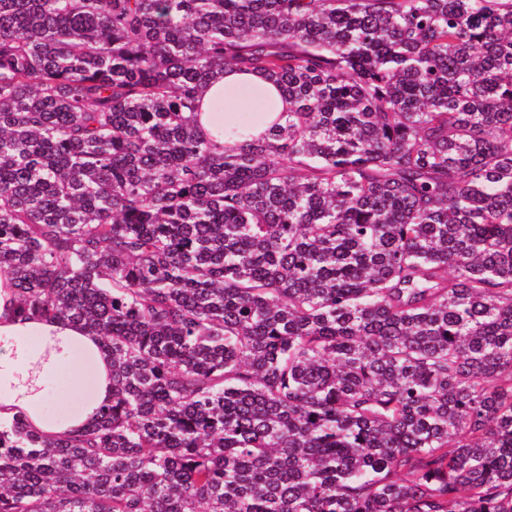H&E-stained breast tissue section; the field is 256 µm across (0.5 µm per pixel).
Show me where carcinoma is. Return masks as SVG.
I'll return each mask as SVG.
<instances>
[{"instance_id":"carcinoma-1","label":"carcinoma","mask_w":512,"mask_h":512,"mask_svg":"<svg viewBox=\"0 0 512 512\" xmlns=\"http://www.w3.org/2000/svg\"><path fill=\"white\" fill-rule=\"evenodd\" d=\"M0 273L112 357L0 512H512V0H0ZM228 87H235L239 90L257 92L261 91L267 96L272 95L278 100V111L286 108L279 96L277 89L268 82L261 74L239 71L232 67L224 71V77L216 81L206 92L204 97V109L206 111L209 104H213L224 99V91Z\"/></svg>"}]
</instances>
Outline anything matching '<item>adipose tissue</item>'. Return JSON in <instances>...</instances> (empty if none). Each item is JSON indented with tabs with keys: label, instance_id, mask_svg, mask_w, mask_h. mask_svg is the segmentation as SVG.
<instances>
[{
	"label": "adipose tissue",
	"instance_id": "obj_1",
	"mask_svg": "<svg viewBox=\"0 0 512 512\" xmlns=\"http://www.w3.org/2000/svg\"><path fill=\"white\" fill-rule=\"evenodd\" d=\"M276 95L261 74L226 69L206 92L205 104L227 88ZM11 281L0 275V422L25 415L31 429L49 440L86 429L112 399V358L83 326L59 320H24L14 311ZM66 382L75 412L57 417L48 404L58 382Z\"/></svg>",
	"mask_w": 512,
	"mask_h": 512
}]
</instances>
